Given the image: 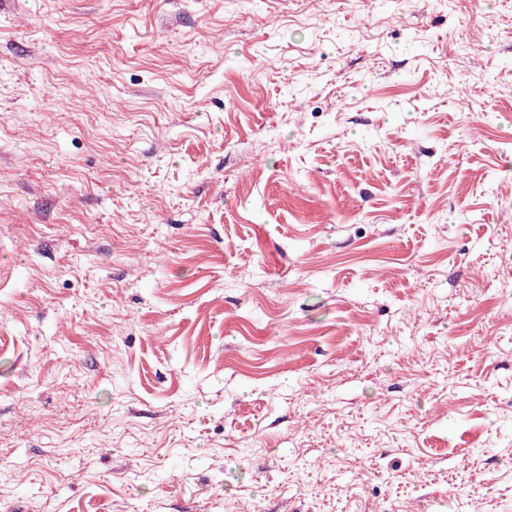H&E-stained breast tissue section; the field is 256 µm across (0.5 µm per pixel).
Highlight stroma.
<instances>
[{
	"instance_id": "stroma-1",
	"label": "stroma",
	"mask_w": 512,
	"mask_h": 512,
	"mask_svg": "<svg viewBox=\"0 0 512 512\" xmlns=\"http://www.w3.org/2000/svg\"><path fill=\"white\" fill-rule=\"evenodd\" d=\"M512 512V0H0V512Z\"/></svg>"
}]
</instances>
